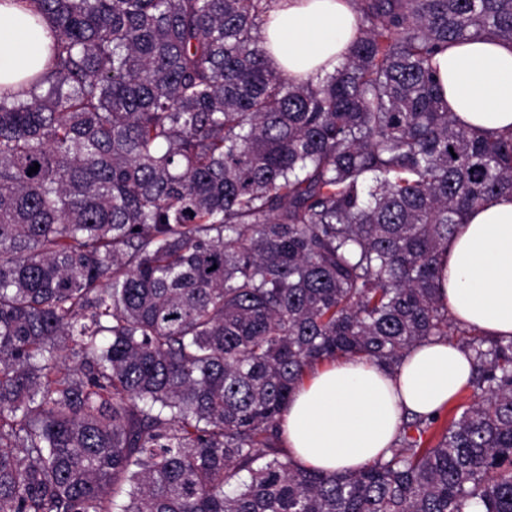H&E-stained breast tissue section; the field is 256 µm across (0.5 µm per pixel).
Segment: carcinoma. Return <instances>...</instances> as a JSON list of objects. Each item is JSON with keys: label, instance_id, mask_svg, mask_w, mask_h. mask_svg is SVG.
Listing matches in <instances>:
<instances>
[{"label": "carcinoma", "instance_id": "1", "mask_svg": "<svg viewBox=\"0 0 512 512\" xmlns=\"http://www.w3.org/2000/svg\"><path fill=\"white\" fill-rule=\"evenodd\" d=\"M29 2L51 42L0 87V512H512V340L465 342L434 445L439 416L408 420L336 474L280 437L316 364L448 335L440 255L512 194V135L457 125L432 58L512 43V0H352L360 37L302 82L266 60L270 0Z\"/></svg>", "mask_w": 512, "mask_h": 512}]
</instances>
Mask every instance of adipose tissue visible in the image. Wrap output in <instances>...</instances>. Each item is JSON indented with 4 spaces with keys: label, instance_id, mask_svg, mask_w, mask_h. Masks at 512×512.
Returning <instances> with one entry per match:
<instances>
[{
    "label": "adipose tissue",
    "instance_id": "obj_1",
    "mask_svg": "<svg viewBox=\"0 0 512 512\" xmlns=\"http://www.w3.org/2000/svg\"><path fill=\"white\" fill-rule=\"evenodd\" d=\"M351 0H272L262 28L270 65L305 81L331 72L358 37ZM45 24L0 0V85L25 90L43 70ZM432 64L458 125L512 132V44L477 36L448 45ZM439 301L461 327L512 339V196L466 214L441 253ZM472 362L460 345L436 337L395 367L341 358L316 367L289 402L281 439L295 462L353 473L388 458L405 417L439 413L470 385Z\"/></svg>",
    "mask_w": 512,
    "mask_h": 512
}]
</instances>
